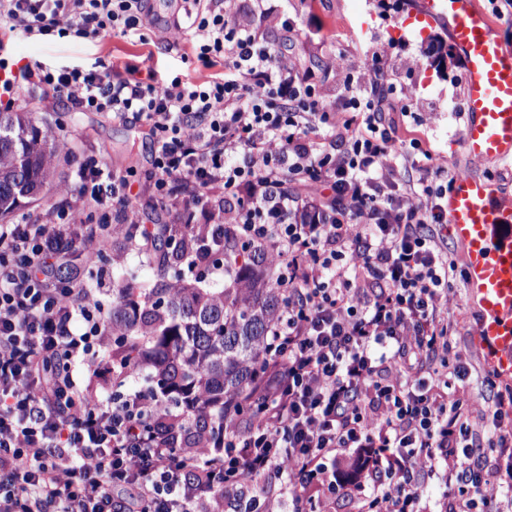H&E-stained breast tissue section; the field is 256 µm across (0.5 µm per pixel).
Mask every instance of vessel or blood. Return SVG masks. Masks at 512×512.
I'll return each mask as SVG.
<instances>
[{
	"label": "vessel or blood",
	"instance_id": "vessel-or-blood-1",
	"mask_svg": "<svg viewBox=\"0 0 512 512\" xmlns=\"http://www.w3.org/2000/svg\"><path fill=\"white\" fill-rule=\"evenodd\" d=\"M450 16L454 46L466 68L460 142L474 161H512V51L478 0H426L425 21ZM448 224L463 249L480 313L476 336L491 365L512 375V197L484 176L456 179L445 203Z\"/></svg>",
	"mask_w": 512,
	"mask_h": 512
}]
</instances>
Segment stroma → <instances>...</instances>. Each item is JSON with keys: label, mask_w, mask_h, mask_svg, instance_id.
<instances>
[{"label": "stroma", "mask_w": 512, "mask_h": 512, "mask_svg": "<svg viewBox=\"0 0 512 512\" xmlns=\"http://www.w3.org/2000/svg\"><path fill=\"white\" fill-rule=\"evenodd\" d=\"M423 0H262L258 9L242 12L246 22L261 25L269 42H278L284 21L295 28L292 48L279 58L283 66L313 73L326 98L344 95L347 80L366 82L371 46L383 51L388 81L405 86L416 100L417 118L399 124L404 140H420L449 167L492 176L499 192L512 195L511 163L467 164L462 157L459 129L464 108L465 62L449 49L441 67L431 64L430 41L449 40L447 25H420ZM184 0H154L142 39L107 36L94 41H32L13 37L5 42L9 61L22 58L60 70L80 67L100 69L114 63L149 61L158 80L177 76H207L195 59L189 36L175 25L184 15ZM24 106L38 126L66 145V159L58 169V182L70 186L79 164L88 156L103 157L118 171H144L151 160L149 142L135 121L120 122L101 112L72 110L66 97L43 94L30 86ZM105 265L112 281L131 282L145 288L158 275L155 255H147L114 242ZM454 314L456 351L481 372L491 365L475 329L479 319L467 277H459L448 294Z\"/></svg>", "instance_id": "stroma-1"}]
</instances>
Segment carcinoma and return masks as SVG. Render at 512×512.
I'll return each instance as SVG.
<instances>
[{
  "label": "carcinoma",
  "instance_id": "carcinoma-1",
  "mask_svg": "<svg viewBox=\"0 0 512 512\" xmlns=\"http://www.w3.org/2000/svg\"><path fill=\"white\" fill-rule=\"evenodd\" d=\"M60 145L28 112H0V221L43 198L55 185ZM112 305L113 351L134 372L150 379L176 403L200 402L209 424L224 418L226 402L240 400L262 357V345L281 306L265 271L244 268L219 292L158 274L145 293L122 285Z\"/></svg>",
  "mask_w": 512,
  "mask_h": 512
}]
</instances>
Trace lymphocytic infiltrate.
I'll return each instance as SVG.
<instances>
[{
	"mask_svg": "<svg viewBox=\"0 0 512 512\" xmlns=\"http://www.w3.org/2000/svg\"><path fill=\"white\" fill-rule=\"evenodd\" d=\"M148 11V0H0L9 33L36 41L131 38ZM187 19L206 80L34 63L17 81L142 124L147 187L177 221L142 225L137 250L177 234L187 270L211 273L230 239L236 266L277 267L287 303L247 390L260 413L206 430L204 405L177 409L154 391L105 398L77 379L76 367L105 366L102 262L134 199L127 176L87 157L76 199L0 224V512H215L222 497L233 512H278L273 477L295 512L363 489L357 512H512V391L454 350L459 270L444 204L456 174L400 138L390 113L414 117V99L398 96L379 53L370 89L329 100L236 12L197 2ZM90 209L100 227L73 236ZM76 252L81 275L55 279ZM347 452L357 476L336 468ZM435 480L445 491L432 507Z\"/></svg>",
	"mask_w": 512,
	"mask_h": 512,
	"instance_id": "lymphocytic-infiltrate-1",
	"label": "lymphocytic infiltrate"
}]
</instances>
